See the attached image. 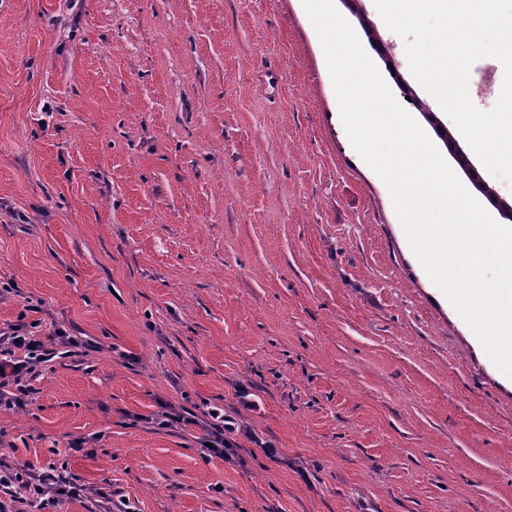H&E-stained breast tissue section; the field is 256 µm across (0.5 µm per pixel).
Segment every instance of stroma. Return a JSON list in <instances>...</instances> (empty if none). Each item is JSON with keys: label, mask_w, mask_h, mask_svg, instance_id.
I'll return each instance as SVG.
<instances>
[{"label": "stroma", "mask_w": 512, "mask_h": 512, "mask_svg": "<svg viewBox=\"0 0 512 512\" xmlns=\"http://www.w3.org/2000/svg\"><path fill=\"white\" fill-rule=\"evenodd\" d=\"M335 6L447 153L374 0ZM1 282L0 328L78 342L0 408V467L91 488L56 512H512V382L351 145L302 0H0ZM210 406L231 454L158 424ZM207 414L213 421L210 423V426L213 429L211 433L213 440L209 441V443L212 444V448L208 449H210L214 454L224 456V431L228 433L236 431V423L233 419L224 416V412H221L218 408L208 410Z\"/></svg>", "instance_id": "obj_1"}]
</instances>
